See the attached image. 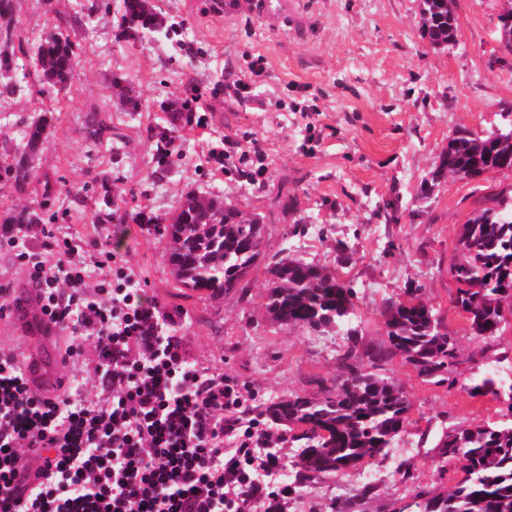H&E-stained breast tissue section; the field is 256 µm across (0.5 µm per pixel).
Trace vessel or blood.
<instances>
[{
  "instance_id": "b4317fda",
  "label": "vessel or blood",
  "mask_w": 512,
  "mask_h": 512,
  "mask_svg": "<svg viewBox=\"0 0 512 512\" xmlns=\"http://www.w3.org/2000/svg\"><path fill=\"white\" fill-rule=\"evenodd\" d=\"M37 303L35 291H27L15 304L0 312V327L18 335L16 350L30 392L45 398L67 388V381L49 383L42 371L46 351L53 348L55 325L49 320H34L31 312Z\"/></svg>"
}]
</instances>
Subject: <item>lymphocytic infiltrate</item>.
<instances>
[{"mask_svg": "<svg viewBox=\"0 0 512 512\" xmlns=\"http://www.w3.org/2000/svg\"><path fill=\"white\" fill-rule=\"evenodd\" d=\"M22 230L1 224L0 246L68 331L67 358L94 357L84 392L40 399L0 348V512H275L280 460L260 431L236 434L238 383L188 361L174 315L119 253L51 225L35 244Z\"/></svg>", "mask_w": 512, "mask_h": 512, "instance_id": "obj_1", "label": "lymphocytic infiltrate"}]
</instances>
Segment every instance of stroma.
<instances>
[{"mask_svg": "<svg viewBox=\"0 0 512 512\" xmlns=\"http://www.w3.org/2000/svg\"><path fill=\"white\" fill-rule=\"evenodd\" d=\"M256 2L226 0L216 16L210 0H154L174 32L132 43L121 35V0H17L0 30L20 48L22 91L0 98V149L22 151L23 129L38 117L50 116L51 126L32 183L22 194L0 184V209L41 212L64 233L109 242L149 296L177 315L174 333L189 361L261 400L318 394L332 382L343 344L332 333L270 320L266 257L285 249L350 281L365 350L386 340L383 300L421 287L458 348L449 382L424 381L397 357L385 363L383 375L410 391L413 425L385 459L321 478L284 505V512H330L331 502L369 483L372 495L352 512H398L420 489L461 479L458 465L435 450L443 432L512 419L508 397L470 394L484 379L512 377V317L493 336L472 335L450 304L458 283L449 273L461 225L486 194L512 188V172L447 177L420 196L455 130L486 135L502 124L501 106L512 104V58L488 66L507 2L453 0L458 43L447 51L422 36L421 0H293L292 18L276 22ZM59 21L77 52V78L63 93L36 82L33 62L48 23ZM259 57L263 76L237 94L234 81L248 78ZM183 101L189 119L171 130L170 109ZM93 114L108 126L98 140L86 133ZM191 192L264 216L265 259L245 291L218 300L180 292L162 225L138 222V213L166 215ZM105 196L125 223H93ZM292 196L298 209L284 212ZM389 205L400 223L385 222ZM402 463L407 472H399Z\"/></svg>", "mask_w": 512, "mask_h": 512, "instance_id": "stroma-1", "label": "stroma"}]
</instances>
